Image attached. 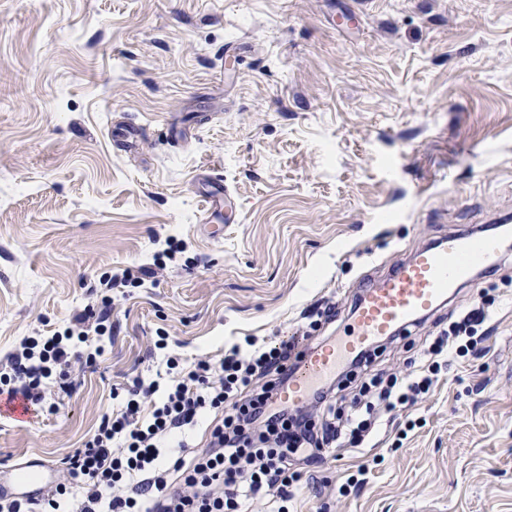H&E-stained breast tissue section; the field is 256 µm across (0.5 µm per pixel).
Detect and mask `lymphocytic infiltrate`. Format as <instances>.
<instances>
[{
    "label": "lymphocytic infiltrate",
    "mask_w": 512,
    "mask_h": 512,
    "mask_svg": "<svg viewBox=\"0 0 512 512\" xmlns=\"http://www.w3.org/2000/svg\"><path fill=\"white\" fill-rule=\"evenodd\" d=\"M181 248L166 239L151 265L123 269L100 285L142 286ZM108 319V309L88 304L74 312L64 331L24 337L0 371V395L55 411L60 399L72 395L76 369L95 367L103 356V346L87 353L80 346L90 335H104ZM483 321L477 311L450 323L425 348L421 372L401 378L371 374L346 414L337 411L331 384L314 393L311 409L274 404L288 381L290 341L252 338L247 347L225 350L219 363L205 358L186 369L168 354L167 336L159 335L154 347L165 352V364L176 374L173 383L163 388L133 377L120 410L104 416L94 436L67 457L62 476L41 497L19 498L0 512H240L243 499L263 495L272 496L276 512H288L299 480L289 470V453L301 450L316 462L322 449L360 447L375 427V408L415 405L432 389L440 357L475 351ZM207 415L212 421L206 446L183 444L169 456L166 442Z\"/></svg>",
    "instance_id": "lymphocytic-infiltrate-1"
}]
</instances>
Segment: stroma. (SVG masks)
I'll list each match as a JSON object with an SVG mask.
<instances>
[{"label": "stroma", "mask_w": 512, "mask_h": 512, "mask_svg": "<svg viewBox=\"0 0 512 512\" xmlns=\"http://www.w3.org/2000/svg\"><path fill=\"white\" fill-rule=\"evenodd\" d=\"M254 53L225 57L227 44ZM139 127L135 150L118 123ZM239 221H202L197 176ZM512 218V0H0V365L100 301L101 277L185 243L112 291L116 331L52 413L0 416V467L65 458L135 376L307 330L336 335L366 278L453 230ZM486 306L478 357L448 356L361 447L295 459L288 512H512V252L381 342L406 373L425 337ZM368 483L340 496L359 467ZM202 181L205 184V191L202 194V198L205 202L203 223L207 224L210 221V218L223 201L224 220L227 221L228 224L234 223V221H236L235 202L227 187H224L223 180L217 176L206 174V179H202ZM165 245L167 246L161 251H158L154 256V261L150 266H139L136 270L132 268H125L121 272L112 274L104 280H100L102 288H120V287H140L144 282L150 278H156L158 272L163 270L164 257L170 259L172 256L180 252L183 244L180 241L175 242L171 237L166 238Z\"/></svg>", "instance_id": "1"}]
</instances>
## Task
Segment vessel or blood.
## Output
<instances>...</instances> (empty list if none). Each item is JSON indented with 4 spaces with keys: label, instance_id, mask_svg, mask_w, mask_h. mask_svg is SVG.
Masks as SVG:
<instances>
[{
    "label": "vessel or blood",
    "instance_id": "1",
    "mask_svg": "<svg viewBox=\"0 0 512 512\" xmlns=\"http://www.w3.org/2000/svg\"><path fill=\"white\" fill-rule=\"evenodd\" d=\"M204 184V218L220 210L225 221L234 222L235 202L222 179L209 176ZM501 254V236L479 231L442 237L436 245L417 248L397 260L376 282L363 287L342 335L304 349L287 384L279 390L276 404L291 409L306 406L316 389L377 341L433 313L472 281L476 272L496 269ZM49 472L43 464L0 468V501L45 491Z\"/></svg>",
    "mask_w": 512,
    "mask_h": 512
}]
</instances>
